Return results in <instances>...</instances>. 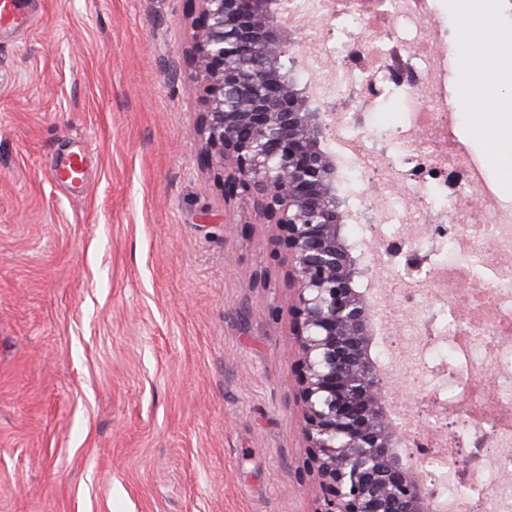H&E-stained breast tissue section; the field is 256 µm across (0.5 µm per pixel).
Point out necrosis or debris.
Returning <instances> with one entry per match:
<instances>
[{"label":"necrosis or debris","mask_w":512,"mask_h":512,"mask_svg":"<svg viewBox=\"0 0 512 512\" xmlns=\"http://www.w3.org/2000/svg\"><path fill=\"white\" fill-rule=\"evenodd\" d=\"M435 0H380L389 26L375 27L369 47L356 36L365 26L363 13L343 5L327 6L326 0H295L299 16L326 12L327 24L319 31V43L335 58L338 78L334 92L343 95L353 86L379 94L391 82L386 62L401 60L411 81L403 83L407 97H414L415 77L435 91L440 122L437 128L423 129L422 111L412 108L407 125L398 129L405 164L391 170L367 168L369 182L386 186L405 181L414 197L433 196L451 208L457 223L440 227L438 239L453 253L455 266L470 268L472 260L481 264L512 254V212L497 215L494 221L473 223L467 201L473 197L490 200L481 165L468 157L452 129L455 113L439 96L442 77L431 51V19ZM490 313L485 325L476 327L464 319H449L447 312H434L419 322L426 346L415 349L411 364L402 371L404 382L419 390L422 398L416 414L426 424L415 432L414 445L424 460L427 487L436 498L448 497L449 487L464 489L461 512H512V486L503 480L512 470V425L496 413H484L488 379H495V403L512 411V274L493 279L476 289L471 313ZM450 350L456 366L437 381L423 380L429 348ZM437 398L448 412L429 413L427 399Z\"/></svg>","instance_id":"1"}]
</instances>
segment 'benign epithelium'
<instances>
[{"instance_id":"1","label":"benign epithelium","mask_w":512,"mask_h":512,"mask_svg":"<svg viewBox=\"0 0 512 512\" xmlns=\"http://www.w3.org/2000/svg\"><path fill=\"white\" fill-rule=\"evenodd\" d=\"M190 2L204 162L222 172L224 201L249 196L255 223L274 226L285 252L300 432L326 493L320 512H444L402 448L395 395L372 355L377 312L358 288L372 267L347 237L353 208L324 149L333 113L312 110L309 89L284 70L304 54L280 22L289 0Z\"/></svg>"}]
</instances>
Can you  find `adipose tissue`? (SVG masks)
<instances>
[{
  "instance_id": "adipose-tissue-1",
  "label": "adipose tissue",
  "mask_w": 512,
  "mask_h": 512,
  "mask_svg": "<svg viewBox=\"0 0 512 512\" xmlns=\"http://www.w3.org/2000/svg\"><path fill=\"white\" fill-rule=\"evenodd\" d=\"M490 39L496 47L492 58L473 52L456 59L457 78L460 83H483L492 91L493 112H476L473 122L486 129V159L495 164L504 179L512 182V131L501 134L498 126L490 122L492 113L512 112V95H505L504 87L512 85V33L492 31Z\"/></svg>"
}]
</instances>
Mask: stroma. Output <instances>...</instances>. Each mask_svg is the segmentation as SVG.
I'll list each match as a JSON object with an SVG mask.
<instances>
[{
    "label": "stroma",
    "mask_w": 512,
    "mask_h": 512,
    "mask_svg": "<svg viewBox=\"0 0 512 512\" xmlns=\"http://www.w3.org/2000/svg\"><path fill=\"white\" fill-rule=\"evenodd\" d=\"M0 32V512H318L276 230L225 203L203 164L187 77L188 0H29ZM455 133L482 158L475 85L452 84ZM399 93L357 135L405 119ZM83 193L54 182L72 150ZM386 223L408 191L363 180ZM250 234H242L245 223ZM386 269L374 355L419 310Z\"/></svg>",
    "instance_id": "35a3bbf8"
}]
</instances>
